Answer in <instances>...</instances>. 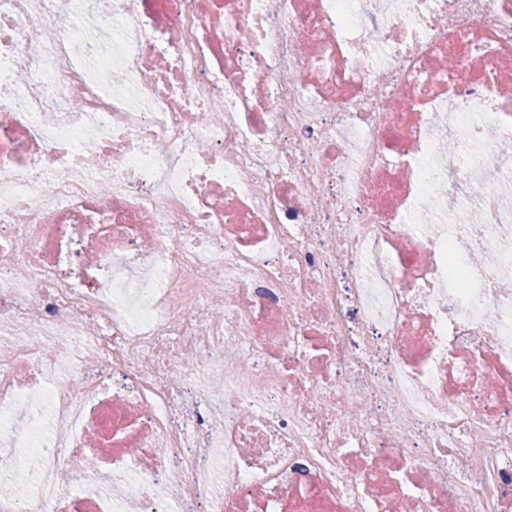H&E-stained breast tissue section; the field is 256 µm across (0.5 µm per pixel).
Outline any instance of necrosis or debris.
<instances>
[{"mask_svg": "<svg viewBox=\"0 0 512 512\" xmlns=\"http://www.w3.org/2000/svg\"><path fill=\"white\" fill-rule=\"evenodd\" d=\"M106 3L0 0V512H512V0Z\"/></svg>", "mask_w": 512, "mask_h": 512, "instance_id": "4bbe7bcc", "label": "necrosis or debris"}]
</instances>
